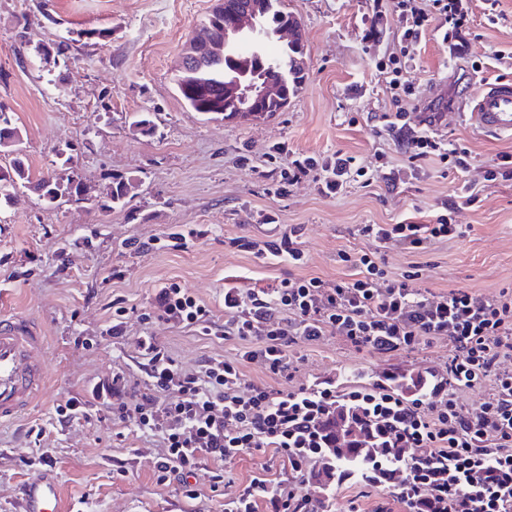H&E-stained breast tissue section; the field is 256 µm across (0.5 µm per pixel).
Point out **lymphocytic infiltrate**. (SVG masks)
I'll use <instances>...</instances> for the list:
<instances>
[{
    "label": "lymphocytic infiltrate",
    "mask_w": 512,
    "mask_h": 512,
    "mask_svg": "<svg viewBox=\"0 0 512 512\" xmlns=\"http://www.w3.org/2000/svg\"><path fill=\"white\" fill-rule=\"evenodd\" d=\"M411 23L403 37L420 42L431 19L459 39L469 22L459 0H396ZM389 90L393 109L384 113L388 131L398 133L410 160L435 156L449 170L468 165L467 148H447L442 139L415 130L399 94L403 59L392 57ZM447 201L426 224H366L361 232L380 244L422 251L459 236ZM355 278L328 282L288 276L266 288L224 291L225 340L245 342L239 360L208 358L187 372L160 344L145 335L137 348L147 361L144 387L123 372L97 386L112 414L136 430L161 435L164 451L154 466L158 484L178 482L185 498L200 490L193 479L205 460L217 464L255 452L284 458L298 484L284 486L253 477L237 492L225 489L223 473L210 479L223 491L224 512H326L334 490L350 480L343 464L356 450L370 454L371 475L359 496L367 508L389 512L373 496L395 497L406 512H512V289L487 297L466 288L432 293L416 288L414 272L388 274L376 252L362 253ZM157 319L194 328L208 323L210 309L186 288H160ZM331 334L357 348L409 352L437 340L455 355L445 374L424 370L405 388L382 385L340 391L335 381L277 389L246 380L241 362H255L271 379L292 380V348L298 340ZM488 387L472 407L461 392Z\"/></svg>",
    "instance_id": "1"
}]
</instances>
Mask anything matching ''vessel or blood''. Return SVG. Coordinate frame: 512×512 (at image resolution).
I'll return each instance as SVG.
<instances>
[{"label":"vessel or blood","instance_id":"obj_1","mask_svg":"<svg viewBox=\"0 0 512 512\" xmlns=\"http://www.w3.org/2000/svg\"><path fill=\"white\" fill-rule=\"evenodd\" d=\"M459 115L482 133H512V80L488 81L478 92L458 99ZM46 338L22 315L0 317V421L30 410L48 383L41 352ZM15 512H61L58 483L45 475L31 478L14 506Z\"/></svg>","mask_w":512,"mask_h":512}]
</instances>
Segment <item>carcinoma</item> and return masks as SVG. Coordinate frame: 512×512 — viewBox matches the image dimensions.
<instances>
[{
    "mask_svg": "<svg viewBox=\"0 0 512 512\" xmlns=\"http://www.w3.org/2000/svg\"><path fill=\"white\" fill-rule=\"evenodd\" d=\"M292 14L285 10L283 0H268V6L260 19L264 31L274 34L276 28L288 23ZM304 45L294 44L282 49L278 54L263 52L258 55L251 48L229 44L224 48V68L211 71H197L183 68L175 78V87L181 101L195 112L211 119L224 121H249L251 113L238 111L239 99L224 95V88L262 76L264 80L277 85L278 95L264 103L263 115L270 117L288 108L291 99L301 92L305 80L303 62ZM19 140L18 131L11 120L0 112V147H13ZM25 183H31L30 167L20 151L9 165L0 166V203L7 202L15 189ZM132 181L117 178L112 182L110 199L119 205L129 194ZM36 187L42 196L54 200L61 193L71 196L80 194V188L72 183L61 185L57 174L42 176Z\"/></svg>",
    "mask_w": 512,
    "mask_h": 512,
    "instance_id": "obj_1",
    "label": "carcinoma"
}]
</instances>
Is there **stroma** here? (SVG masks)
<instances>
[{"mask_svg":"<svg viewBox=\"0 0 512 512\" xmlns=\"http://www.w3.org/2000/svg\"><path fill=\"white\" fill-rule=\"evenodd\" d=\"M394 2L284 0L302 23L303 89L271 118L227 122L191 111L173 83L192 29L216 0H0V111L19 132L32 179L66 170L81 185L80 198L52 201L21 185L0 208V290L10 311L44 330L50 378L33 412L0 423V512H12L21 486L41 472L56 478L64 512H224L223 497L210 490L212 461L200 466L199 499L158 484L161 438L114 420L92 389L116 370L143 383L136 342L145 334L185 370L208 357L237 359L239 344L216 335L228 318L225 289L245 291L291 273L349 278L354 257L374 247L362 225L425 222L453 196L455 174L436 159L410 163L383 122L393 109L385 62L406 47L407 23ZM463 6L470 25L461 45L448 47L428 29L401 80L413 91L404 101L412 122L445 113L435 133L469 150L466 178L476 199L453 215L459 237L421 253L390 245L381 256L390 275L417 270L419 287L431 292L463 287L492 296L512 288V181L485 174L499 154L512 153V136L478 133L449 105L484 80L512 79V0H498L494 23L485 0ZM64 39L65 54L36 56L37 44ZM138 112L150 113L154 135L133 126ZM339 154L364 167L368 182H348L329 197L309 175L276 195L294 157L323 164ZM120 177L132 179L130 192L124 204L105 208ZM270 213L277 223H265ZM292 224L303 227V265L236 244L274 239ZM193 228L205 237L190 236ZM172 282L210 308L208 327L142 321ZM117 305L126 309L120 339L107 333ZM79 337L88 347L76 345ZM452 354L441 340L393 355L326 335L295 346L293 383L332 378L365 387L395 367L442 373ZM74 398L85 402L87 417L59 423L57 405ZM40 455L48 465L32 466ZM264 469L293 480L279 458L259 452L224 473L238 490Z\"/></svg>","mask_w":512,"mask_h":512,"instance_id":"obj_1","label":"stroma"}]
</instances>
